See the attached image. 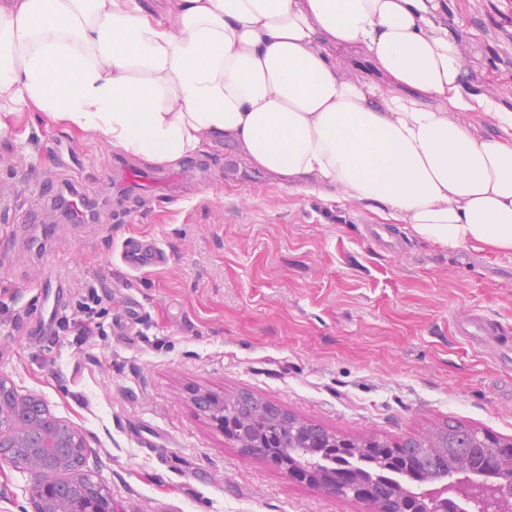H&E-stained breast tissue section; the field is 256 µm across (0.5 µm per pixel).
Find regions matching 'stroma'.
Segmentation results:
<instances>
[{"mask_svg":"<svg viewBox=\"0 0 512 512\" xmlns=\"http://www.w3.org/2000/svg\"><path fill=\"white\" fill-rule=\"evenodd\" d=\"M446 12L470 29L468 66L512 108V0H446ZM48 179L63 196L95 186L99 220L53 209L21 224ZM378 221L228 145L159 165L22 113L0 136V377L84 437V467L116 512H371L242 456L196 399L247 392L353 437L458 419L512 438V253L445 248L406 224L402 249L384 250L365 236ZM131 237L167 263L126 268ZM48 266L67 286L41 336ZM92 285L102 302L81 336L72 322ZM475 316L499 336H461L457 320ZM29 480L0 459V512H30Z\"/></svg>","mask_w":512,"mask_h":512,"instance_id":"1","label":"stroma"}]
</instances>
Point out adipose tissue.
<instances>
[{"label":"adipose tissue","mask_w":512,"mask_h":512,"mask_svg":"<svg viewBox=\"0 0 512 512\" xmlns=\"http://www.w3.org/2000/svg\"><path fill=\"white\" fill-rule=\"evenodd\" d=\"M444 15L443 0H0V134L35 111L161 165L228 143L438 245L512 252V110Z\"/></svg>","instance_id":"adipose-tissue-1"}]
</instances>
